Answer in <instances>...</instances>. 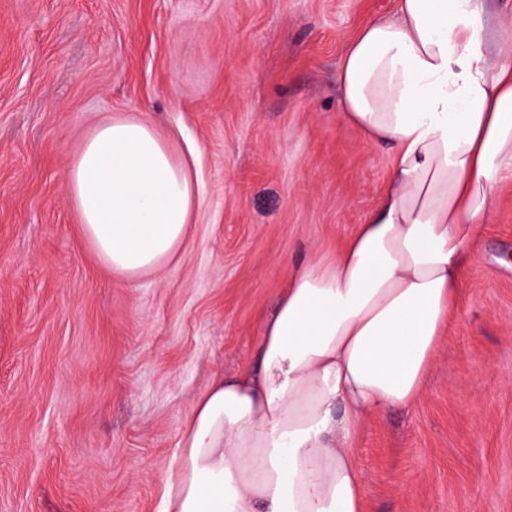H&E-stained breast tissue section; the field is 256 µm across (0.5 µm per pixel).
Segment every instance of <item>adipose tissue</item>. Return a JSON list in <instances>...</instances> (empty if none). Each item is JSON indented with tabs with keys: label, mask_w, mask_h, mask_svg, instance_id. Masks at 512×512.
I'll return each instance as SVG.
<instances>
[{
	"label": "adipose tissue",
	"mask_w": 512,
	"mask_h": 512,
	"mask_svg": "<svg viewBox=\"0 0 512 512\" xmlns=\"http://www.w3.org/2000/svg\"><path fill=\"white\" fill-rule=\"evenodd\" d=\"M341 120L391 155L376 207L334 258L294 265L255 363L215 377L183 423L165 512H365L354 445L368 417L422 394L512 181V20L485 0H393L340 63ZM69 197L113 274L178 260L196 178L169 138L125 115L76 147Z\"/></svg>",
	"instance_id": "obj_1"
}]
</instances>
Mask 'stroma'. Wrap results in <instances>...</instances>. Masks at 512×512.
I'll list each match as a JSON object with an SVG mask.
<instances>
[{"mask_svg": "<svg viewBox=\"0 0 512 512\" xmlns=\"http://www.w3.org/2000/svg\"><path fill=\"white\" fill-rule=\"evenodd\" d=\"M392 0H0V512H161L180 430L254 355L290 267L379 199L385 149L340 119L347 43ZM134 114L193 151L179 261L117 277L66 177ZM413 406L371 415L366 512H512V182Z\"/></svg>", "mask_w": 512, "mask_h": 512, "instance_id": "35a3bbf8", "label": "stroma"}]
</instances>
